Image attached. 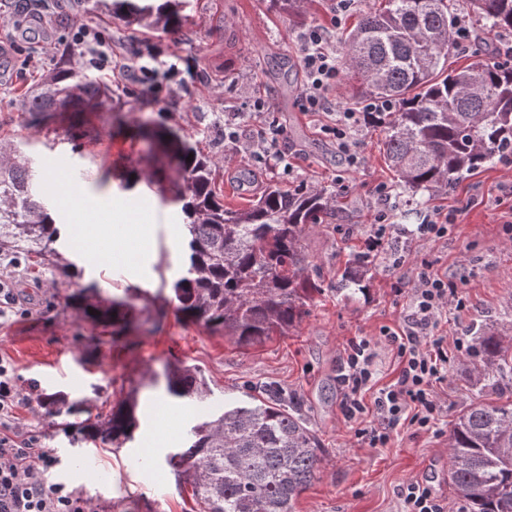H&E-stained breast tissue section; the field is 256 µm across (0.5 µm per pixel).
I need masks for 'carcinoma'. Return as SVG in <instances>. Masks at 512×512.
<instances>
[{
	"mask_svg": "<svg viewBox=\"0 0 512 512\" xmlns=\"http://www.w3.org/2000/svg\"><path fill=\"white\" fill-rule=\"evenodd\" d=\"M449 0H380L358 14L343 40L342 70L358 83V95L391 102V112H369L368 123L384 126V154L404 187L451 188L477 170L512 154V64L490 51V40L512 33V0H462L479 24L473 61L449 63L457 51L456 14ZM185 0H80L79 7L118 21L126 29L183 32ZM121 104L96 77L69 68L44 79L24 99L32 116L55 112H117ZM156 139L184 178L181 197L188 263L173 283L177 308L240 346L260 345L296 327L319 280L306 274L302 245L313 224L330 215L322 191L268 184L245 208L224 206L212 158L179 131H142ZM191 161H186V158ZM23 151L0 162V253L22 260L38 257L61 275L75 264L55 263L58 208L46 200ZM369 271L365 261L345 274L336 290L352 293ZM89 289L67 297V307L95 327L127 329L128 298L92 301ZM476 366L481 393L512 385V347L491 333L479 337ZM164 391L173 400L203 399L207 384L189 367L170 366ZM140 429L138 389L109 413L85 420L84 438L120 448ZM323 448L298 412L269 395L257 403L224 409L196 422L184 447L166 455L168 467L192 487L203 512H294L298 496L317 478ZM448 484L467 512H512V399L471 404L448 436Z\"/></svg>",
	"mask_w": 512,
	"mask_h": 512,
	"instance_id": "cac0c4a2",
	"label": "carcinoma"
}]
</instances>
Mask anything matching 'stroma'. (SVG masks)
<instances>
[{
  "mask_svg": "<svg viewBox=\"0 0 512 512\" xmlns=\"http://www.w3.org/2000/svg\"><path fill=\"white\" fill-rule=\"evenodd\" d=\"M43 14L23 10L18 0H0V154L14 146L38 156L53 139H72L70 164L90 170L77 190L78 202L65 220L70 235L60 249L79 274L66 278L26 263L0 259L18 299V311L0 317V358L10 363L21 402L12 429L37 435L54 449L64 481L92 512H201L190 488L180 487L164 461L139 466L142 450L185 444L195 410L183 409L179 423L166 416L173 402L162 385H150L166 365L197 368L211 394L210 409L265 397L267 388L295 396L310 427L321 439L324 457L318 478L297 499L296 512H400L407 482L427 483L457 512L448 486V433L454 419L476 402L478 331L512 339V162L499 161L456 188L414 192L399 186L383 157L385 133L362 127L355 136L359 163L348 167L324 127L332 116L303 111L304 72L298 36L323 27L332 48L351 27L350 14L335 12L336 0H302L299 12L270 8L269 0H189L181 38L162 31L130 32L99 14L77 13L71 0H47ZM112 45L113 62L139 53L176 51L178 69L151 78L156 100L144 102L140 82L113 73L121 96L118 117H93L86 136L69 132V119L33 123L23 112V94L56 67L63 47L74 46V70L83 68L80 31ZM268 106L282 134L285 155L271 168L224 147V120L233 118L242 134L254 138L260 125L257 104ZM176 127L210 153L224 203L245 207L248 196L236 180L241 170L257 182L285 187L340 191L331 223L309 230L304 245L312 277L323 289L308 300L301 321L288 335L243 347L176 311L173 282L182 273L186 229L175 196L173 170L155 174L152 154L136 138L139 126ZM115 179L103 180L104 170ZM453 211L458 222L448 236L420 241L412 225ZM386 222L382 250L367 249L372 224ZM151 228L152 244L141 248L138 232ZM370 268L362 288L338 293L336 272L353 256ZM402 266H394L395 258ZM446 273L465 307L447 312L437 335L448 344V377L437 387L438 417L430 430L403 423L383 447H370L360 429L376 420L372 393L366 411L350 421L341 407V374L352 341L377 339L399 329L411 304V283L422 263ZM96 286L102 297L131 296L138 313L124 336L103 335L94 348L83 339L93 327L65 305L69 291ZM153 420L120 448L86 443L80 423L108 411L132 388ZM61 393L74 412L56 417L43 406L46 395Z\"/></svg>",
  "mask_w": 512,
  "mask_h": 512,
  "instance_id": "35a3bbf8",
  "label": "stroma"
}]
</instances>
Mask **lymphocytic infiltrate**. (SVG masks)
I'll return each instance as SVG.
<instances>
[{
    "label": "lymphocytic infiltrate",
    "mask_w": 512,
    "mask_h": 512,
    "mask_svg": "<svg viewBox=\"0 0 512 512\" xmlns=\"http://www.w3.org/2000/svg\"><path fill=\"white\" fill-rule=\"evenodd\" d=\"M299 46L306 75L302 108L335 116L330 132L336 139V147L349 163H356L353 134L361 126L364 114L386 112L390 106L371 101L359 110L333 103L328 93L340 74L335 50L329 48L324 32L314 26L300 34ZM224 141L236 152L272 167L284 160L275 141L244 139L230 119L224 122ZM454 292L447 275L425 267L413 283L411 310L403 329L383 330L381 339L396 348L401 369L395 384L377 392L374 400L377 422L365 433L371 446L386 445L404 416H411L422 429L430 428L436 420L439 411L436 387L448 371V353L443 348L442 337L436 336L434 330ZM374 357L372 341L351 342L342 375L346 418H355L365 411L359 395L374 380ZM19 402L11 368L0 359V512H85L83 502L65 483L48 481V474L61 463L54 450L36 447L31 440L18 442L6 432L5 425Z\"/></svg>",
    "instance_id": "1"
}]
</instances>
